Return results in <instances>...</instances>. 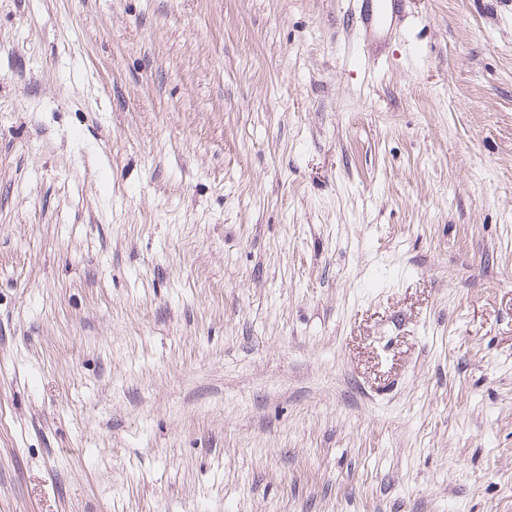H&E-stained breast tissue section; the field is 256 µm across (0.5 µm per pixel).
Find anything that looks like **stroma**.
Listing matches in <instances>:
<instances>
[{"instance_id": "1", "label": "stroma", "mask_w": 512, "mask_h": 512, "mask_svg": "<svg viewBox=\"0 0 512 512\" xmlns=\"http://www.w3.org/2000/svg\"><path fill=\"white\" fill-rule=\"evenodd\" d=\"M0 0V512H512V0ZM401 0H356L357 20L373 37L383 36L391 27L396 6Z\"/></svg>"}]
</instances>
